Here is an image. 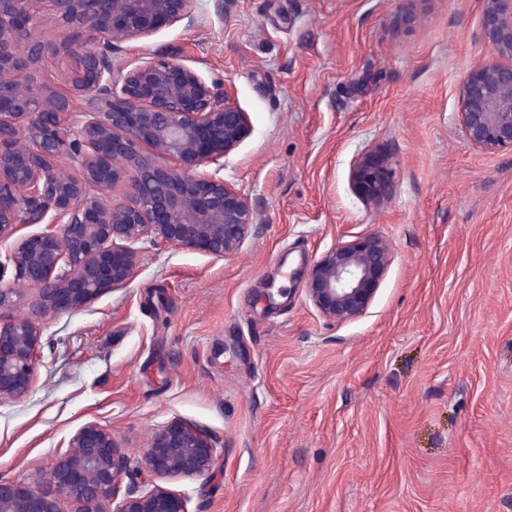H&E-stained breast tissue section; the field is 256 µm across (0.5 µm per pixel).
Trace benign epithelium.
<instances>
[{
	"instance_id": "obj_1",
	"label": "benign epithelium",
	"mask_w": 512,
	"mask_h": 512,
	"mask_svg": "<svg viewBox=\"0 0 512 512\" xmlns=\"http://www.w3.org/2000/svg\"><path fill=\"white\" fill-rule=\"evenodd\" d=\"M84 39L67 49V90L34 86L24 76L56 48L30 39L42 6ZM193 0H0V242L21 224H44L0 260V308L18 289L38 292L31 315L0 326V399L33 390L40 321L71 312L130 280L137 257L124 246L143 237L202 253H237L254 231L248 198L234 185L198 172L231 154L251 134L229 89L208 83L173 56H154L115 72L125 44L182 20ZM480 38L493 59L474 65L460 93L467 140L485 151L512 147V0H483ZM84 107L74 110V99ZM152 153L145 154L142 146ZM170 155L174 168L154 155ZM79 157V172L61 166ZM357 191L376 206L392 195L389 157L362 155ZM125 186V199L110 201ZM392 260L389 243L365 235L336 244L311 267L306 292L327 320L364 315ZM216 449L197 428L173 421L151 436L144 467L159 478L201 477ZM128 474L112 432L81 427L49 473L50 489L0 479V512H105ZM113 512H187L183 497L155 485L125 496Z\"/></svg>"
}]
</instances>
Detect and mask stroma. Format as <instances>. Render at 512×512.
I'll use <instances>...</instances> for the list:
<instances>
[{
  "label": "stroma",
  "mask_w": 512,
  "mask_h": 512,
  "mask_svg": "<svg viewBox=\"0 0 512 512\" xmlns=\"http://www.w3.org/2000/svg\"><path fill=\"white\" fill-rule=\"evenodd\" d=\"M194 0L122 59L177 55L231 87L251 135L207 173L249 199L255 232L219 257L131 242L127 283L42 321L36 381L0 400V479L47 488L77 431L107 427L130 471L187 512H512V148L458 119L489 59L482 0ZM391 159L380 207L354 189ZM374 233L392 262L365 315L323 318L306 271ZM281 288L275 306L260 297ZM211 438L201 477L158 479L148 438ZM389 157L380 152L362 155L353 169V183L357 191L377 207L386 204L392 195Z\"/></svg>",
  "instance_id": "obj_1"
}]
</instances>
